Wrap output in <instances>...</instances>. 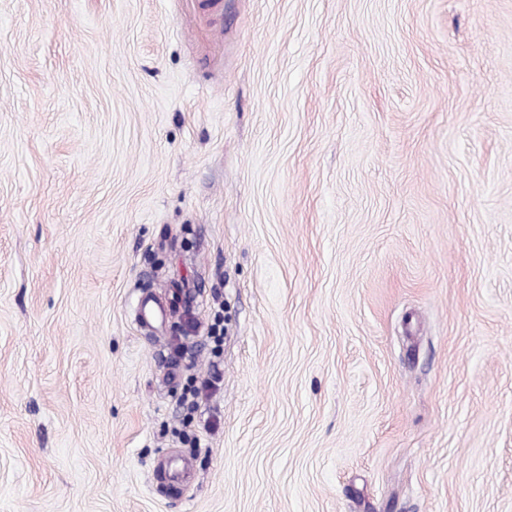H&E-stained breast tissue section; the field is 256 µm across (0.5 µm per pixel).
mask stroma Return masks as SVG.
Wrapping results in <instances>:
<instances>
[{
  "label": "stroma",
  "instance_id": "35a3bbf8",
  "mask_svg": "<svg viewBox=\"0 0 512 512\" xmlns=\"http://www.w3.org/2000/svg\"><path fill=\"white\" fill-rule=\"evenodd\" d=\"M0 512H512V0H0Z\"/></svg>",
  "mask_w": 512,
  "mask_h": 512
}]
</instances>
